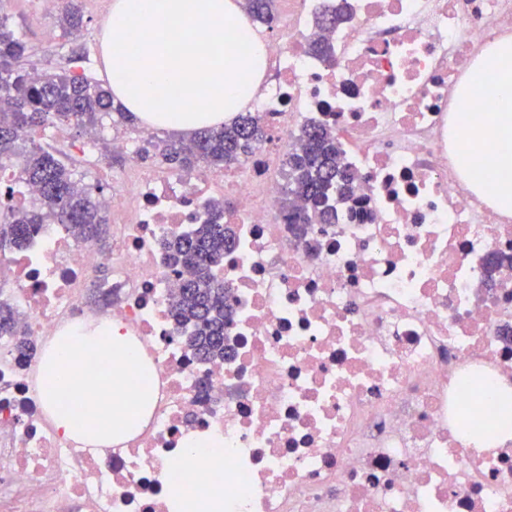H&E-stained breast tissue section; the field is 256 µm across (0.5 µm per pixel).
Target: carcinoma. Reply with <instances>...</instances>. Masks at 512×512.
<instances>
[{"mask_svg":"<svg viewBox=\"0 0 512 512\" xmlns=\"http://www.w3.org/2000/svg\"><path fill=\"white\" fill-rule=\"evenodd\" d=\"M275 0H245L246 14L259 25L275 21ZM60 24L72 33L81 32L82 16L70 0L60 13ZM29 46L0 18V96L10 111L0 113V159L19 160V179L34 184L38 204L6 223L0 222V247L22 249L42 224H69L78 237L98 245L106 240L104 206L82 184L74 170L39 146H22L24 134L43 131L56 121L79 127L95 126L103 119L126 123L130 115L112 103L109 85L86 73L58 72L44 68L38 77L23 67ZM265 129L253 112H240L229 123L202 128L185 138L175 133L151 141L140 152L161 157L170 168L191 170L199 165L222 171L245 161L264 141ZM303 147L288 153L281 206L297 234L311 224H329L337 216L335 202L348 198L354 176L337 161L339 143L319 124L308 122L300 129ZM305 202L300 210L294 199ZM222 211L193 232L164 243L174 265L191 270L182 281L172 305L173 315L187 345L200 361L224 358V328L231 317L229 289L214 271L224 262V251L233 247L230 225L218 223ZM16 335L14 311L0 306V336Z\"/></svg>","mask_w":512,"mask_h":512,"instance_id":"carcinoma-1","label":"carcinoma"}]
</instances>
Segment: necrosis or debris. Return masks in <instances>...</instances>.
I'll return each instance as SVG.
<instances>
[{"label": "necrosis or debris", "mask_w": 512, "mask_h": 512, "mask_svg": "<svg viewBox=\"0 0 512 512\" xmlns=\"http://www.w3.org/2000/svg\"><path fill=\"white\" fill-rule=\"evenodd\" d=\"M250 101L268 135L222 175L178 176L131 162L109 185L107 249L45 224L26 251L0 249V304L21 338L0 336V512H170L166 482L220 486L224 512H512V440L467 442L463 380L480 402L512 380V213L476 193L457 163L458 95L512 0H285ZM332 47L311 53L313 34ZM335 130L358 188L338 223L295 235L279 171L295 129ZM232 199L236 243L228 358L203 363L173 327L187 269L163 243ZM109 267L108 281L96 272ZM111 324L152 376L142 423L108 449L63 436L40 390L39 350L77 323ZM34 350L20 357L19 341ZM211 435L224 457L189 463Z\"/></svg>", "instance_id": "obj_1"}]
</instances>
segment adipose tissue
Wrapping results in <instances>:
<instances>
[{"instance_id": "obj_1", "label": "adipose tissue", "mask_w": 512, "mask_h": 512, "mask_svg": "<svg viewBox=\"0 0 512 512\" xmlns=\"http://www.w3.org/2000/svg\"><path fill=\"white\" fill-rule=\"evenodd\" d=\"M507 58H512L511 38L496 41L487 61L476 67V74L494 76L499 103L459 126L457 141L461 167L480 170L494 184L498 206L512 210V68L504 66ZM477 142L488 148L476 156L471 147ZM122 342V336L108 330L64 336L43 357V398L55 410L57 426L65 435L79 431L105 445L109 419H140L142 408L132 392L144 384L112 360Z\"/></svg>"}]
</instances>
